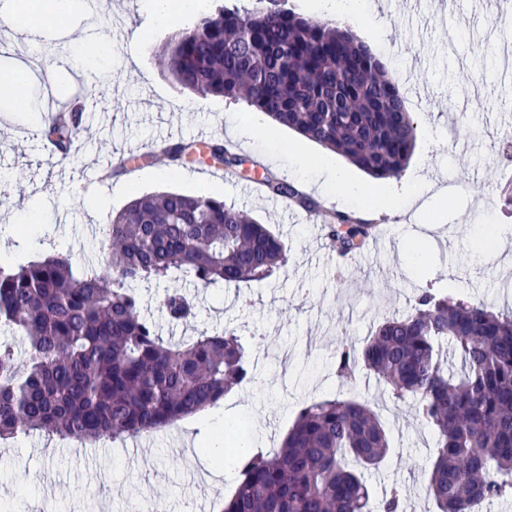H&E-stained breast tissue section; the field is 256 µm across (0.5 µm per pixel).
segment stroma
Here are the masks:
<instances>
[{
  "instance_id": "obj_1",
  "label": "stroma",
  "mask_w": 512,
  "mask_h": 512,
  "mask_svg": "<svg viewBox=\"0 0 512 512\" xmlns=\"http://www.w3.org/2000/svg\"><path fill=\"white\" fill-rule=\"evenodd\" d=\"M64 23L28 31L0 28V78L20 76L23 100L0 97V169L13 178L0 185V250L19 262L62 252L74 265L101 271L106 229L137 194L176 190L224 199L270 225L288 247V263L271 279L238 288L222 283L196 288L188 278L178 284L196 293L199 313L186 325L168 323L158 303L167 282H139L143 315L164 339L181 342L201 331L236 329L252 356L253 380L225 396L224 407L244 412L279 448L298 411L328 397L368 401L391 435L384 466L366 473L375 499L392 485L406 492L411 512H433L423 493L425 471L435 445L431 429L411 404H397L372 377L354 386L339 381L332 367L336 326L348 323L354 337L367 338L379 319L410 309L417 289L464 293L512 310V250L476 246L485 225L512 227V204L502 187L512 180V161L495 153L503 128V58L512 53V0H374L376 27L359 37L390 65L407 108L423 129L406 167L442 188L444 197L426 194L422 208L379 224L392 234L369 242L357 254L344 279L332 270L336 254L324 241L314 214L287 199L249 190L250 180L203 162L179 166L155 153L161 142L196 143L200 138L228 139L233 121L247 125L238 140L240 154L258 160L269 172L293 181L291 159L303 157L309 168L328 164L351 177L372 179L349 161L270 120L244 102L201 99L176 88L156 64L168 36L191 27L194 16L175 13L157 24L140 0H75ZM122 28L115 43L113 27ZM101 48L85 71L72 60L77 39ZM424 87L429 97L411 95ZM83 101L87 120L67 161L48 157L42 147L43 112L48 103ZM123 158L125 174L101 181L99 165ZM35 203L45 223L10 222L12 210ZM420 247L423 265L408 252ZM186 421L147 434V452L131 462L137 439H104L81 444L44 434L0 441V512H135L142 503L160 512H222L221 491L207 492L187 463Z\"/></svg>"
}]
</instances>
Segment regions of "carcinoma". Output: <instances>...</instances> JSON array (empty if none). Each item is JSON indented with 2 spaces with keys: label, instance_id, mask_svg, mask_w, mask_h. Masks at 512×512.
I'll return each mask as SVG.
<instances>
[{
  "label": "carcinoma",
  "instance_id": "cac0c4a2",
  "mask_svg": "<svg viewBox=\"0 0 512 512\" xmlns=\"http://www.w3.org/2000/svg\"><path fill=\"white\" fill-rule=\"evenodd\" d=\"M160 63L199 97L243 100L271 122L344 156L374 179H398L418 124L386 64L347 28L306 16L288 0H214L211 11L166 42ZM80 105L49 107L42 136L70 158ZM191 143H170L171 161H193ZM235 173L248 162L221 140L206 145ZM266 191L299 207L317 204L270 172ZM343 254L361 251L373 226L325 216ZM106 270L90 274L50 254L0 266V327L23 336L18 363L0 341V439L39 432L82 442L124 440L172 426L216 406L252 378L247 346L233 328L184 343L159 336L141 314L135 282L189 275L206 287L270 278L288 262L280 236L224 200L176 191L135 197L109 224ZM160 309L174 324L195 318L181 288ZM335 374L345 383L373 374L415 407L435 434L425 490L437 512H474L512 496V314L480 301L420 288L402 317H386L362 342L336 326ZM235 454L240 480L224 512H404L394 488L374 502L362 470L390 451L375 411L351 398L314 401L298 412L270 454Z\"/></svg>",
  "mask_w": 512,
  "mask_h": 512
}]
</instances>
